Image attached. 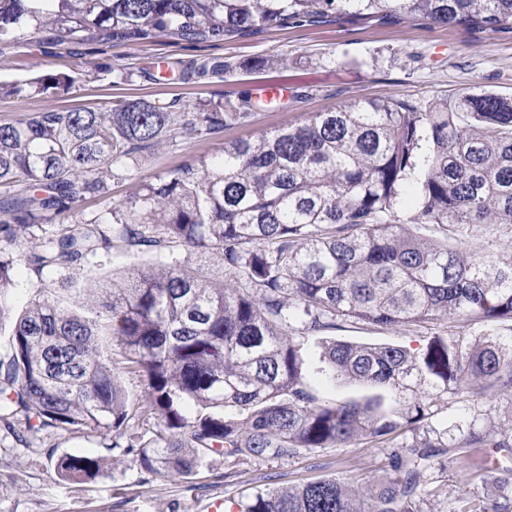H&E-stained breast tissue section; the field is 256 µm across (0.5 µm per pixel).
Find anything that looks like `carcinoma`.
I'll return each instance as SVG.
<instances>
[{
	"mask_svg": "<svg viewBox=\"0 0 512 512\" xmlns=\"http://www.w3.org/2000/svg\"><path fill=\"white\" fill-rule=\"evenodd\" d=\"M336 16L512 33V0H0V43L220 42ZM59 83L69 76L0 82V97ZM250 116L231 103L176 112L137 99L0 123V185H13L0 198V321L11 316L18 265L66 284L16 316L0 411L21 416L35 439L64 430L110 436L115 448L134 420L145 434L126 448L157 475H193L213 454L283 458L355 439L383 446L409 431L415 439L391 453L392 477L367 497L319 479L257 493L245 512H424L427 470L452 471L476 448L512 452V425L471 424L451 444L430 425L444 395H512V247L472 246L484 229L512 232V100L465 92L428 108L342 104L141 182L105 218L43 231L109 195L125 161L171 130L217 135ZM426 224L442 238L413 232ZM132 249L151 261L96 285L88 303L73 272ZM205 254L220 257L225 278L193 262ZM455 317L486 330L435 333L418 356L333 336L344 322L396 330ZM310 338L328 379L402 393L424 378L429 388L393 413L323 401L305 378ZM116 345L143 382L138 402L119 381ZM101 468L96 457L59 460L71 481Z\"/></svg>",
	"mask_w": 512,
	"mask_h": 512,
	"instance_id": "carcinoma-1",
	"label": "carcinoma"
}]
</instances>
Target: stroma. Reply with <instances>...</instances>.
<instances>
[{"instance_id":"1","label":"stroma","mask_w":512,"mask_h":512,"mask_svg":"<svg viewBox=\"0 0 512 512\" xmlns=\"http://www.w3.org/2000/svg\"><path fill=\"white\" fill-rule=\"evenodd\" d=\"M175 69L203 62L223 63L224 69L202 77L165 81L153 70L155 57ZM73 76L72 85L40 94L0 98V123L19 121L37 112L102 108L130 100L163 98L181 112L201 104L226 101L250 106L248 122L219 135L166 141L147 159H128L109 197L83 203L85 218L105 214L125 200L139 182L202 156L220 154L225 142L303 120L308 113L367 99L407 101L435 106L474 89L512 99V34H470L459 28L422 21L360 24L339 19L325 26L263 30L228 41L187 43L169 37L147 42H38L0 44V80L23 81L46 74ZM278 84L286 93L270 101L261 90ZM146 255L131 251L120 257L100 254L78 272L80 283L120 279ZM425 331L370 330L348 323L338 339L358 343H394L419 354ZM323 398L336 402H368L393 410L399 397L389 391L339 381L312 379ZM492 423L512 422V403L502 398L474 402L448 396L431 419L437 432L458 437V428L473 417ZM20 418L0 420V512H207L211 501L226 506L246 501L259 490L290 489L323 478H354L369 489L392 472L391 450L353 441L342 447L309 448L297 456L231 463L213 455L195 475L158 476L140 469L127 449L111 438L86 437L54 430L35 444H26ZM88 452L102 459L95 480L78 484L62 480L58 458ZM423 484L440 486L429 496L425 512H490L502 496L512 497L496 473L471 478L468 467L452 472L431 470Z\"/></svg>"}]
</instances>
